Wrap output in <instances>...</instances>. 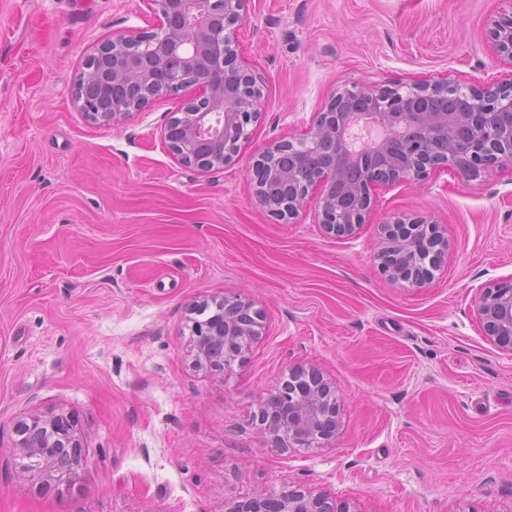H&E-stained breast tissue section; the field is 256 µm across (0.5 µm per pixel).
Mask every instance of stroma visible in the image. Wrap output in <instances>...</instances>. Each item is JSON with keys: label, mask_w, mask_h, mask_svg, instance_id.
Listing matches in <instances>:
<instances>
[{"label": "stroma", "mask_w": 512, "mask_h": 512, "mask_svg": "<svg viewBox=\"0 0 512 512\" xmlns=\"http://www.w3.org/2000/svg\"><path fill=\"white\" fill-rule=\"evenodd\" d=\"M512 0H251L239 60L265 80L235 161L182 164L162 131L184 94L112 127L79 112L86 57L148 31V0H0V512H224L301 487L356 512H512V355L480 288L512 276V170L378 188L337 238L309 200L294 223L246 167L300 134L346 83L503 79L487 40ZM428 215L448 239L423 288L380 268L379 226ZM242 294L264 334L223 371L195 367L194 302ZM339 406L322 448H273L255 416L292 367ZM69 414L68 484L16 474L15 424Z\"/></svg>", "instance_id": "1"}]
</instances>
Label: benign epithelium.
<instances>
[{
	"label": "benign epithelium",
	"instance_id": "7a95c632",
	"mask_svg": "<svg viewBox=\"0 0 512 512\" xmlns=\"http://www.w3.org/2000/svg\"><path fill=\"white\" fill-rule=\"evenodd\" d=\"M159 23L151 31L118 34L90 58L106 57L101 68L85 65L75 85V103L89 120L120 125L154 101L192 89L163 139L185 165L222 168L233 161L251 134L245 116L256 121L264 98L260 76L238 60L236 38L251 0H150ZM488 38L507 69L491 85L455 79H423L393 86H345L330 95L301 135L264 145L247 174L259 205L292 223L311 197L318 223L347 237L366 223L372 192L379 185L419 183L451 168L460 178L512 169V14L492 21ZM109 95V108L87 96L83 85ZM454 93L464 105L454 112L423 107L426 99ZM379 267L392 281L423 288L440 268L448 241L428 216L396 218L381 225ZM219 317L195 320V361L224 370L246 344L262 336L261 313L241 295L220 300ZM474 308L489 342L512 354V278L480 290ZM339 408L315 368L296 367L276 408L260 410L262 433L274 448H314L336 438ZM15 447L26 463L23 477L40 469L65 483L82 463L74 419L65 414L31 415L17 422ZM277 512H351L324 494L288 490ZM271 497L234 503L226 512H272Z\"/></svg>",
	"mask_w": 512,
	"mask_h": 512
}]
</instances>
